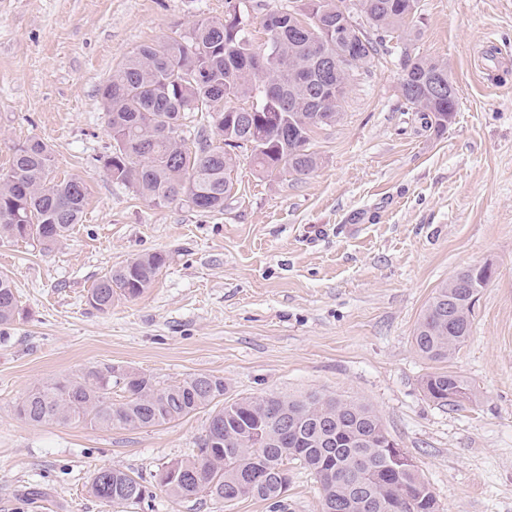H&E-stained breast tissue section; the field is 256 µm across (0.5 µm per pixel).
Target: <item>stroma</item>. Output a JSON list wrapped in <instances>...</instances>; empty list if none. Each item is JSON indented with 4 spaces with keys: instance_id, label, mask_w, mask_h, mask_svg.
<instances>
[{
    "instance_id": "35a3bbf8",
    "label": "stroma",
    "mask_w": 512,
    "mask_h": 512,
    "mask_svg": "<svg viewBox=\"0 0 512 512\" xmlns=\"http://www.w3.org/2000/svg\"><path fill=\"white\" fill-rule=\"evenodd\" d=\"M413 35L393 33L358 70L336 125L316 130L306 176L237 160L223 212L158 207L113 181L98 89L174 24L224 14V0H0V171L12 148L48 143L57 177H81L82 221L52 249L0 244L20 315L0 326V512H112L89 491L102 467L150 478L190 455L201 411L135 431L30 424L15 405L91 367L224 380L225 398L317 391L373 408L429 483L440 512H512V0H420ZM448 66L458 108L444 129L405 109L401 53ZM167 262L139 298L87 302L110 268ZM495 274L468 342L448 362L469 400L439 406L435 366L413 330L458 272ZM285 512H321L320 484L292 463ZM122 512H268L257 499L179 501L154 490Z\"/></svg>"
}]
</instances>
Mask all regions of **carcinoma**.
<instances>
[{
    "instance_id": "1",
    "label": "carcinoma",
    "mask_w": 512,
    "mask_h": 512,
    "mask_svg": "<svg viewBox=\"0 0 512 512\" xmlns=\"http://www.w3.org/2000/svg\"><path fill=\"white\" fill-rule=\"evenodd\" d=\"M301 14L268 12L258 44L238 0H225L224 17L176 26L166 39L144 44L99 88L112 151L104 168L112 179L155 205L179 202L210 214L233 199L237 151L251 152L261 174L306 175L318 166L312 134L340 118L355 71L369 67L386 36L411 32L419 0H313ZM405 105L425 124L443 129L457 106L448 68L423 57L401 62ZM211 118L212 141L193 118ZM87 197L79 177L54 175L52 152L39 139L14 146L0 173V242L32 240L48 249L80 223ZM165 265L151 253L110 269L89 290L88 302L105 312L121 295L138 298ZM492 267L469 268L439 286L417 322L413 340L425 359L445 363L468 341L476 295ZM19 315L14 279L0 274V326ZM125 393L112 402V388ZM440 406L470 398L469 383L442 368L422 381ZM204 438L191 457L158 467L152 478L170 497L216 502L257 498L269 512L284 509L290 461L315 474L322 512H439L417 465L393 469L398 444L369 406L310 392L224 400V379L194 374L164 387L151 376L110 366L29 391L16 407L40 424H84L139 430L183 419L210 405ZM90 493L117 509L152 497L145 480L116 468L92 475Z\"/></svg>"
}]
</instances>
